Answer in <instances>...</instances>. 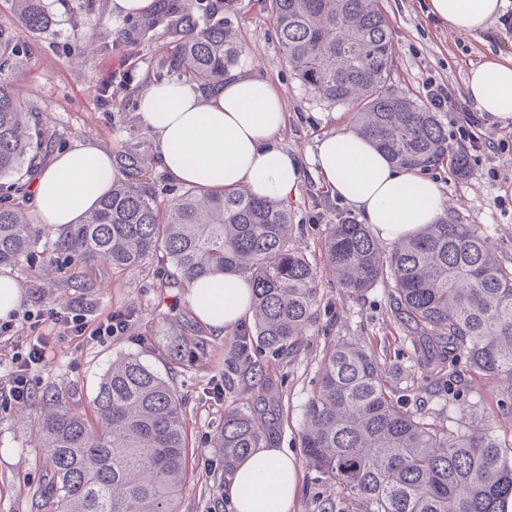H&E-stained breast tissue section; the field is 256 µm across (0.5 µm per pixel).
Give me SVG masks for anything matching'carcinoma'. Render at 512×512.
<instances>
[{
    "label": "carcinoma",
    "mask_w": 512,
    "mask_h": 512,
    "mask_svg": "<svg viewBox=\"0 0 512 512\" xmlns=\"http://www.w3.org/2000/svg\"><path fill=\"white\" fill-rule=\"evenodd\" d=\"M28 31L54 24L43 0H9ZM282 54L309 90L356 108V130L396 166L425 172L449 157L439 115L390 92L394 44L380 0H264ZM243 46L228 22L200 27L186 16L168 60L172 81L205 90L224 85ZM22 46L0 25V265L28 257L40 230L11 198L47 148L32 108L10 77ZM288 201L259 199L244 187L191 185L161 206L132 167L79 224L58 237L77 287L96 267L133 270L161 255L186 284L217 273L253 287L252 323L238 330L227 367L239 374L262 353L283 357L315 319L321 276L291 242ZM326 268L339 286L362 295L394 284L395 314L422 352L424 379L457 383V364L512 387V269L474 224L444 218L386 246L353 219L329 227ZM375 353L337 342L320 364L308 399L301 445L329 487L357 512H507L512 502V446L478 416L446 426L408 409ZM96 422L57 396L36 408L44 478L35 491L50 512H177L188 465L181 406L169 383L136 357L112 362L93 400ZM266 431L254 414L224 408L215 432L224 475L260 447Z\"/></svg>",
    "instance_id": "carcinoma-1"
}]
</instances>
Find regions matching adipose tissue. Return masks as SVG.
Returning <instances> with one entry per match:
<instances>
[{"label":"adipose tissue","mask_w":512,"mask_h":512,"mask_svg":"<svg viewBox=\"0 0 512 512\" xmlns=\"http://www.w3.org/2000/svg\"><path fill=\"white\" fill-rule=\"evenodd\" d=\"M507 0H429L428 11L449 30L475 33L502 15ZM469 99L496 120L512 121V57L472 69ZM138 109L153 137L160 166L181 183L204 188L249 187L256 197L285 200L296 194L304 164L347 203L376 237L393 244L438 221L447 199L439 184L395 166L368 138L342 128L319 139L309 161L277 140L286 127L284 102L264 76L233 71L222 88L164 81L150 85ZM118 170L96 143L76 140L56 152L33 182L41 223L55 230L76 224L106 195ZM228 285L230 301L215 312L216 285ZM188 298L196 316L223 334L251 316V287L242 277L216 275L191 283ZM281 493L266 494L268 481ZM299 480L294 459L278 448H258L242 460L224 488L233 512H291Z\"/></svg>","instance_id":"1"}]
</instances>
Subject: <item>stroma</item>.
Returning <instances> with one entry per match:
<instances>
[{
  "instance_id": "obj_1",
  "label": "stroma",
  "mask_w": 512,
  "mask_h": 512,
  "mask_svg": "<svg viewBox=\"0 0 512 512\" xmlns=\"http://www.w3.org/2000/svg\"><path fill=\"white\" fill-rule=\"evenodd\" d=\"M114 0H44L54 19L50 32L19 29L23 63L14 78L19 92L36 108L50 147L37 157L48 162L54 152L73 140H90L109 152L119 173L131 162L147 165L148 192L161 204L173 202L183 184L168 178L156 161L152 139L138 113V97L166 73L164 60L175 33L168 23L172 6H179L202 26L230 21L241 37L244 52L238 68L266 75L283 97L288 124L279 140L288 150L307 157L318 139L339 128H355L349 106L326 101L307 89L283 59L271 17L263 0H236L234 11H214L213 0H152L149 11L124 15ZM383 13L394 39L395 65L388 81L392 93L424 101L423 84L432 79L453 97L467 100L470 71L484 61L512 55V29L493 22L476 34H457L434 20L427 0H382ZM92 17L94 28L83 25ZM454 150L466 156L468 171L454 177L447 165L429 170L448 197L449 216L474 224L487 237L498 259L512 268V122L484 119L483 144L472 149L462 129L465 112H440ZM292 235L317 270H324L323 242L330 224L353 216L313 171L304 170L295 196L289 197ZM57 233L46 230L31 257L4 271L21 284L28 308H59L81 302L89 318L131 314L125 335L87 343L76 338L54 340L50 364L32 376V397L59 393L72 410L92 415V401L112 360L133 355L157 371L181 400L192 466L177 506L180 512H228L224 500L222 452L213 443L214 429L224 407L251 410L273 430L271 447L287 449L300 470L291 512H322L333 499V512H355L349 500L333 497L311 469L301 448L308 398L319 386L320 362L339 340H358L374 349L410 409L435 413L440 422L466 417L479 409L487 424L512 440V390L506 384L460 368L456 392L425 386L424 367L406 329L395 316L394 285L384 280L362 295H353L335 282H323L316 321L296 351L284 358L260 355L263 372L276 387L259 396L246 378H235L224 400L207 389L224 376L232 331L214 334L200 322L187 299L188 289L175 279L172 266L152 258L139 270L101 267L98 284L90 290L74 287L64 261L52 243ZM203 342V357L185 367L173 363L170 348L179 340ZM35 412L29 406L0 401V512H38L32 499L41 483V449L33 445Z\"/></svg>"
}]
</instances>
